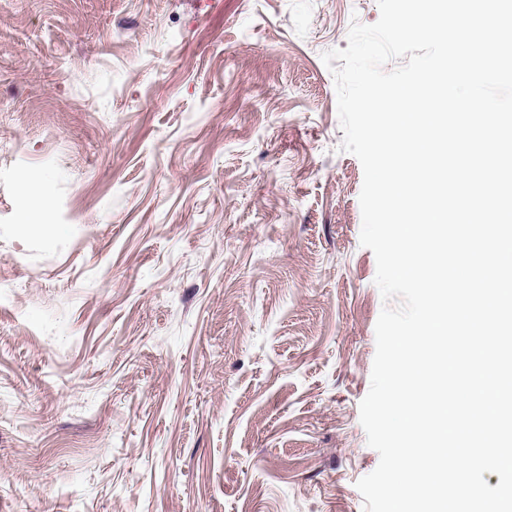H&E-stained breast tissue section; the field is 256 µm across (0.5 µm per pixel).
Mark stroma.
I'll use <instances>...</instances> for the list:
<instances>
[{"label": "stroma", "instance_id": "35a3bbf8", "mask_svg": "<svg viewBox=\"0 0 512 512\" xmlns=\"http://www.w3.org/2000/svg\"><path fill=\"white\" fill-rule=\"evenodd\" d=\"M378 18L0 0V512H364L383 300L321 55Z\"/></svg>", "mask_w": 512, "mask_h": 512}]
</instances>
